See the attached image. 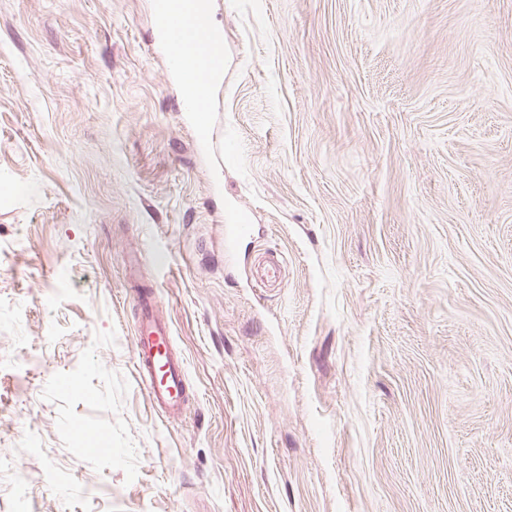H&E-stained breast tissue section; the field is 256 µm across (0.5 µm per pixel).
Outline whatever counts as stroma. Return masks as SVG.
Masks as SVG:
<instances>
[{
    "label": "stroma",
    "instance_id": "1",
    "mask_svg": "<svg viewBox=\"0 0 512 512\" xmlns=\"http://www.w3.org/2000/svg\"><path fill=\"white\" fill-rule=\"evenodd\" d=\"M152 9L0 0V512H512V0H212L228 165ZM224 247L233 251L237 243L254 232L246 214L235 206H229L224 212ZM138 302L141 316L134 354L139 381L153 408L169 417L178 416L188 399L184 359L171 350V327L157 314L155 296L147 291L138 293ZM161 361L165 370L159 375Z\"/></svg>",
    "mask_w": 512,
    "mask_h": 512
}]
</instances>
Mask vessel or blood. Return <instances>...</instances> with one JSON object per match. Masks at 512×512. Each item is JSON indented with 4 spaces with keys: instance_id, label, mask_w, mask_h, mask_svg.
Segmentation results:
<instances>
[{
    "instance_id": "obj_1",
    "label": "vessel or blood",
    "mask_w": 512,
    "mask_h": 512,
    "mask_svg": "<svg viewBox=\"0 0 512 512\" xmlns=\"http://www.w3.org/2000/svg\"><path fill=\"white\" fill-rule=\"evenodd\" d=\"M195 0H156L153 25L169 52L174 75L182 97L197 125L202 141H210L214 132L207 106L211 89L222 76V66L204 50L188 55L184 42L196 38L193 5ZM254 231L246 214L237 207L224 212V247L233 251L237 243ZM141 316L134 344L138 378L153 408L167 416H178L188 399L186 365L173 352L171 327L156 312V298L150 292L138 295Z\"/></svg>"
}]
</instances>
